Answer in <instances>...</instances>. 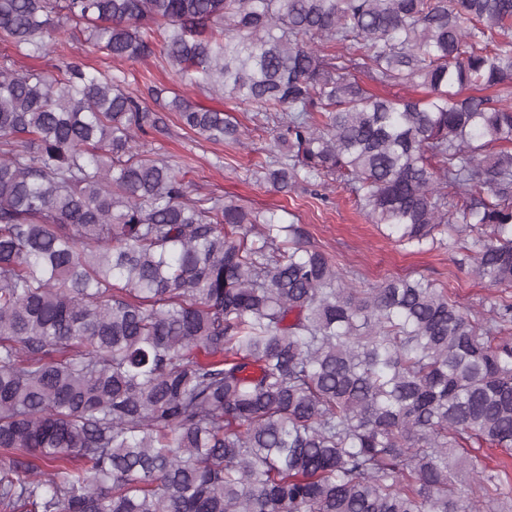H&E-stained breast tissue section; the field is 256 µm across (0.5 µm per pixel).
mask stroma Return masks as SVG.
<instances>
[{
	"label": "stroma",
	"instance_id": "obj_1",
	"mask_svg": "<svg viewBox=\"0 0 512 512\" xmlns=\"http://www.w3.org/2000/svg\"><path fill=\"white\" fill-rule=\"evenodd\" d=\"M64 39L100 71H123L126 89L140 97H148L151 85L161 84L194 103L235 117L243 133L238 145L207 141L185 129L172 112L167 113L165 126L142 139L144 150L175 166L192 194L227 196L255 211H276L284 223L299 225L308 244L324 252L355 287L365 288L389 277H421L446 290L463 311L474 314L488 310L499 298L498 290L460 268L464 250L452 252L437 243L418 252L397 243L386 226L369 223L351 192L334 181L321 187L301 185L283 195L257 180L255 170L269 158L273 132L252 107L186 87L180 75L160 59L120 63L106 59L83 35L68 32Z\"/></svg>",
	"mask_w": 512,
	"mask_h": 512
}]
</instances>
